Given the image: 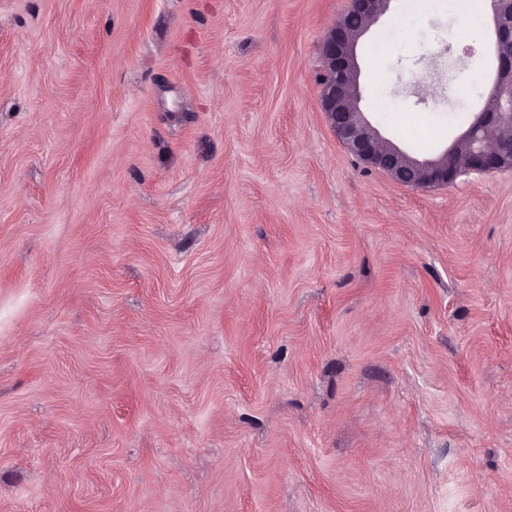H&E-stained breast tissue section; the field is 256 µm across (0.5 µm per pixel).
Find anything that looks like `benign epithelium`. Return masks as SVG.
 <instances>
[{"instance_id": "obj_1", "label": "benign epithelium", "mask_w": 512, "mask_h": 512, "mask_svg": "<svg viewBox=\"0 0 512 512\" xmlns=\"http://www.w3.org/2000/svg\"><path fill=\"white\" fill-rule=\"evenodd\" d=\"M390 0H351L350 10L321 43L320 106L337 140L361 163L398 184L432 189L464 173L512 169V0H493L492 32L497 68L486 108L441 154L419 159L385 138L360 108L357 47Z\"/></svg>"}]
</instances>
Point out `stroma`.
<instances>
[{
    "label": "stroma",
    "mask_w": 512,
    "mask_h": 512,
    "mask_svg": "<svg viewBox=\"0 0 512 512\" xmlns=\"http://www.w3.org/2000/svg\"><path fill=\"white\" fill-rule=\"evenodd\" d=\"M349 6L0 0V512H512V169L356 161ZM486 47L391 0L361 108L436 156Z\"/></svg>",
    "instance_id": "1"
}]
</instances>
